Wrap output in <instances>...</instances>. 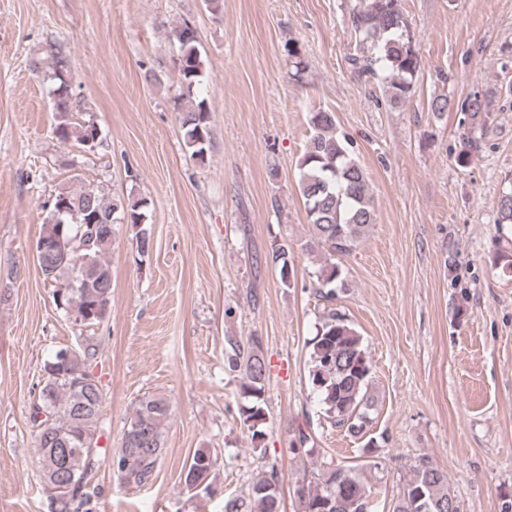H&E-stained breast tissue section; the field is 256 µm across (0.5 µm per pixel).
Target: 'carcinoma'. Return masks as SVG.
<instances>
[{"label":"carcinoma","mask_w":512,"mask_h":512,"mask_svg":"<svg viewBox=\"0 0 512 512\" xmlns=\"http://www.w3.org/2000/svg\"><path fill=\"white\" fill-rule=\"evenodd\" d=\"M349 21L356 41L355 53L349 58L353 73L380 80L390 105L404 106L411 97L420 59L399 0H353ZM175 36L181 51L180 77L190 91L202 77L196 32L186 21ZM287 49L293 76L299 80L307 62L295 42H288ZM69 67L68 58L57 54L53 133L61 144L85 148L96 139L97 125L91 120L76 122L70 116ZM461 111L470 120L469 149L458 154L457 162L466 164L472 151L478 149L477 132L486 130L485 101L477 95L470 97L461 104ZM178 120L191 157L203 158L210 141L206 102L199 100L181 107ZM308 126L309 137L298 160L299 188L312 229L308 246L322 254V263L313 272L317 293L332 302L346 287L336 257L353 252L375 223V207L363 168L346 137L337 130L335 114L312 112ZM62 202L68 203L70 213L65 216L60 249L38 266L44 279L67 281L65 290L56 291V305L80 324L96 325L101 322L97 313L112 301V270L107 261L112 250V224L121 219L135 227L137 253L148 256L153 238L151 225L146 223L147 202L108 200L94 187H69L59 191L49 204V218ZM497 209L496 223L505 230L512 229V190L500 197ZM268 261L279 269L282 284L291 287L292 252L288 244L273 249ZM95 358L96 348L89 338L79 352L57 350L44 365L43 385L33 404L55 416L51 426L37 433L41 471L43 479L52 485L54 512H80L88 502L87 479L105 459L98 429L104 391L89 368ZM224 364L240 379L242 423L258 450L265 437L263 404L269 379L262 337H225ZM371 374L361 336L343 315L330 310L312 340L309 379L334 425L359 439L365 438L376 403ZM168 415L169 403L163 396L145 394L138 399L127 419L121 448L110 458L113 476L121 484L141 487L153 481L165 447ZM215 461L209 448L194 451L181 472L183 488L195 494H217ZM295 495L299 512H376L354 466L325 470L321 477L297 485ZM452 505L457 507L459 503L448 487V474L433 466L428 456L419 455L394 503V512H458L450 510ZM224 512H281L276 467L272 465L253 478L247 498L225 501Z\"/></svg>","instance_id":"cac0c4a2"}]
</instances>
